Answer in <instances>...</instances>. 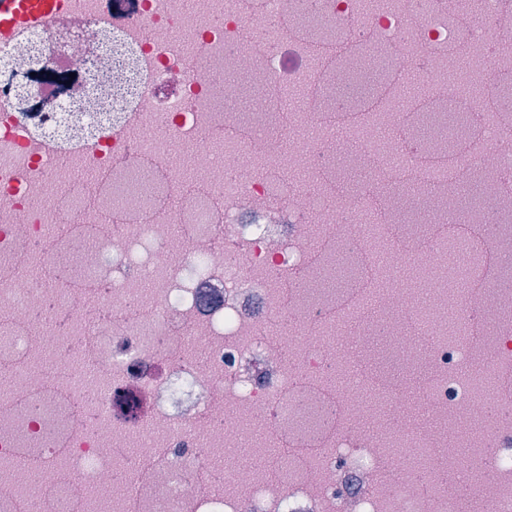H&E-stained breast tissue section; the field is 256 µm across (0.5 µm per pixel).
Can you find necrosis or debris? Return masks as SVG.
I'll return each instance as SVG.
<instances>
[{
  "mask_svg": "<svg viewBox=\"0 0 512 512\" xmlns=\"http://www.w3.org/2000/svg\"><path fill=\"white\" fill-rule=\"evenodd\" d=\"M319 0L328 22H352L358 47L313 63L299 0H96L82 25L108 31L112 64L81 65L84 42L56 31L20 34L0 62L31 78L29 102L0 80V512H453L446 483L460 420L487 431L494 391L460 372L512 354V262H498L479 296L489 345L448 335L444 311L466 304L447 264L446 228L414 234L397 223L447 216L451 181L487 176L485 223L512 222V122L476 128L455 153L416 154L403 174L388 159L420 116L447 106L480 116L512 76V61L480 55L483 93L465 98L441 75L449 29L481 44L512 43L497 0L464 16L455 0ZM394 55L371 106L338 113L330 88ZM425 58L426 88L405 109L392 99L410 63ZM305 81L307 105L284 90ZM262 90L260 126L226 99ZM357 125L365 150L346 163L387 194L375 228L358 198L336 200L337 123ZM313 125V143L282 152L277 135ZM391 126L396 139L374 144ZM70 162L19 182L24 146ZM303 167L318 192L297 191ZM386 251V268L375 252ZM418 270L431 299L419 309ZM151 282L143 294L141 282ZM378 287L357 336L367 380L336 385L349 358L336 318ZM416 370L426 391L398 382ZM268 416V447L293 443L287 475L208 463ZM462 476L488 512H512V429L474 440ZM390 468L392 481L381 471Z\"/></svg>",
  "mask_w": 512,
  "mask_h": 512,
  "instance_id": "obj_1",
  "label": "necrosis or debris"
}]
</instances>
